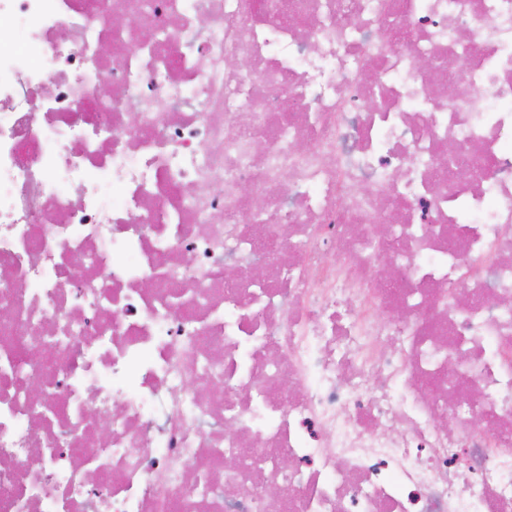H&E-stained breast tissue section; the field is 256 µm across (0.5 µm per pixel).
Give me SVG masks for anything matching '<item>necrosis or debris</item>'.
Returning <instances> with one entry per match:
<instances>
[{"label": "necrosis or debris", "mask_w": 512, "mask_h": 512, "mask_svg": "<svg viewBox=\"0 0 512 512\" xmlns=\"http://www.w3.org/2000/svg\"><path fill=\"white\" fill-rule=\"evenodd\" d=\"M273 2L0 0V512H512V0Z\"/></svg>", "instance_id": "necrosis-or-debris-1"}]
</instances>
